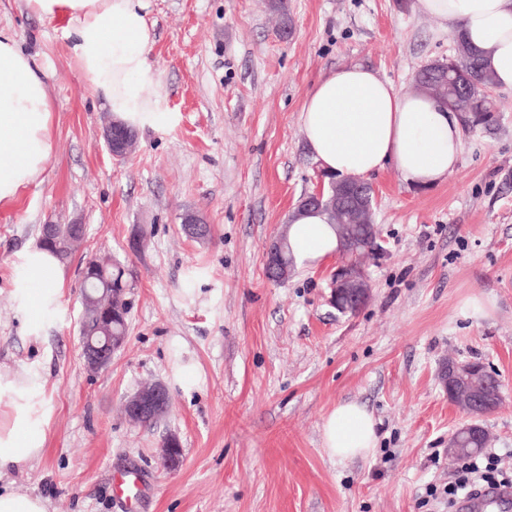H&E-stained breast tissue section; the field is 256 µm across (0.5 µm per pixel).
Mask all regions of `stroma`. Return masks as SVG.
Masks as SVG:
<instances>
[{"instance_id":"obj_1","label":"stroma","mask_w":512,"mask_h":512,"mask_svg":"<svg viewBox=\"0 0 512 512\" xmlns=\"http://www.w3.org/2000/svg\"><path fill=\"white\" fill-rule=\"evenodd\" d=\"M174 119L140 130L122 159L108 151L112 120L61 34L0 0L47 74L54 152L40 185L0 205V366L40 375L44 451L11 471L49 512H448L431 486L455 477L448 438L463 420L437 377L446 359L486 362L502 401L483 425L489 453L512 468V90L494 88L498 127L463 134L448 179L424 190L394 169L369 177L378 242L368 258L372 299L343 315L330 303L337 257L265 274L263 254L321 169L299 126L303 101L341 65L373 67L399 92L454 52L441 21L396 0H290L282 40L266 0H146ZM211 228L182 229L185 215ZM45 224H82L65 261L59 305L29 327L13 298L18 254ZM128 271V337L110 368L86 372L80 349V271L89 257ZM488 300L472 316L467 299ZM162 382L170 411L131 423L122 403ZM375 416L378 446L339 461L323 446L342 401ZM183 448L176 470L158 448ZM126 466L138 500L118 496Z\"/></svg>"}]
</instances>
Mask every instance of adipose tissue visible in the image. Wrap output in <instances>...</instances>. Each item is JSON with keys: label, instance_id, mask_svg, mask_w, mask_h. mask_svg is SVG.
Instances as JSON below:
<instances>
[{"label": "adipose tissue", "instance_id": "ef3b65f1", "mask_svg": "<svg viewBox=\"0 0 512 512\" xmlns=\"http://www.w3.org/2000/svg\"><path fill=\"white\" fill-rule=\"evenodd\" d=\"M23 3L61 33L115 123L146 129L171 121L163 109L161 75L149 61L154 32L144 0ZM416 8L479 50L497 86L512 89V0H416ZM52 112L43 70L11 28L0 26V204L42 183L54 151ZM299 123L323 172L340 176L364 179L390 166L410 186L427 189L455 171L462 151L455 113L429 95L400 94L374 69L357 63L340 66L315 83ZM287 238L296 264L304 268L341 249L318 209L293 210ZM20 267V306L36 322L58 306L64 270L56 253L42 246L22 252ZM39 386L35 375L0 370V512H48L44 498L21 491L7 478L19 461L43 451V423L30 409ZM376 445V421L364 405L341 402L327 415L323 446L330 456L364 458Z\"/></svg>", "mask_w": 512, "mask_h": 512}]
</instances>
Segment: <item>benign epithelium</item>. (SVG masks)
Returning <instances> with one entry per match:
<instances>
[{
	"label": "benign epithelium",
	"mask_w": 512,
	"mask_h": 512,
	"mask_svg": "<svg viewBox=\"0 0 512 512\" xmlns=\"http://www.w3.org/2000/svg\"><path fill=\"white\" fill-rule=\"evenodd\" d=\"M106 146L113 157L122 158L132 148L134 140L123 136L118 130L111 127L104 132ZM361 186L358 180L344 177L335 181L320 179L319 187L312 193L300 199L299 205L304 208L329 207L338 212L352 211L364 221L362 225H342L340 241L342 248L339 255L343 258L341 264L336 267L331 279V303L337 311L355 313L365 306L370 299L371 287L368 275L363 265L351 261L358 251L359 242L357 231L368 229V225L374 224L371 203L359 204ZM83 233L80 224L72 226L71 234L67 241H62L53 224L43 225L42 241L49 247L65 249L77 242ZM285 239L274 241L266 251L265 267L268 276L279 282L288 279L291 272V263L285 257ZM81 355L85 368L91 374H97L107 370L112 364V355L120 348L113 342L110 336H82L80 337ZM490 374L486 365L479 362H460L458 360L443 363L439 367V377L443 381L448 395L462 397L465 402L458 406L466 413L468 421L457 428L456 434L448 440V456L458 458L467 452V449L457 446L458 436L478 437L484 428L480 419L486 413V402L483 400L480 390L474 387L476 380ZM169 405L166 388L158 383L142 386L125 404L127 416L136 421L156 422L167 413ZM179 441L175 436L167 437L158 450V456L162 464L171 469L178 466L180 457Z\"/></svg>",
	"instance_id": "obj_1"
}]
</instances>
